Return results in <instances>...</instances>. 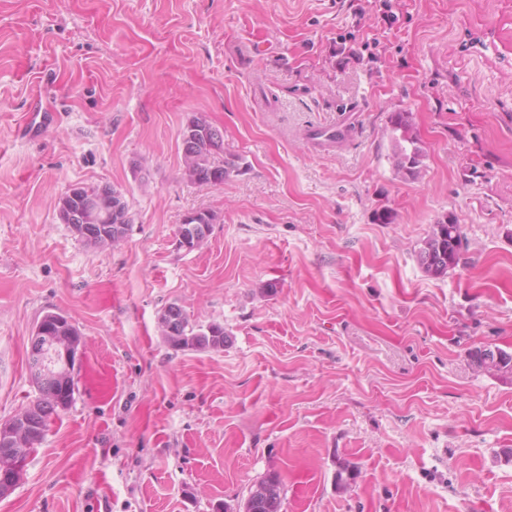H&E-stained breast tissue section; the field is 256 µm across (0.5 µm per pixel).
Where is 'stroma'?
Returning a JSON list of instances; mask_svg holds the SVG:
<instances>
[{
  "label": "stroma",
  "mask_w": 512,
  "mask_h": 512,
  "mask_svg": "<svg viewBox=\"0 0 512 512\" xmlns=\"http://www.w3.org/2000/svg\"><path fill=\"white\" fill-rule=\"evenodd\" d=\"M196 115L221 184L182 175ZM102 184L132 219L106 249L56 214ZM192 210L216 222L187 253ZM446 216L465 262L434 279ZM172 303L229 343L173 348ZM49 312L84 341L75 398L0 512H222L271 471L281 512H512V378L469 359L512 351V0H0V421ZM389 123L395 175L415 180L422 171L423 150L413 133L411 113L394 112ZM310 142L316 148L333 147L348 137L346 126L336 124L332 127H318L310 131ZM199 211L186 213L176 233V245L185 251L196 249L205 239L206 230L196 223ZM463 238L461 224H448V216L431 224L417 251L418 263L426 276L441 278L459 265Z\"/></svg>",
  "instance_id": "obj_1"
}]
</instances>
